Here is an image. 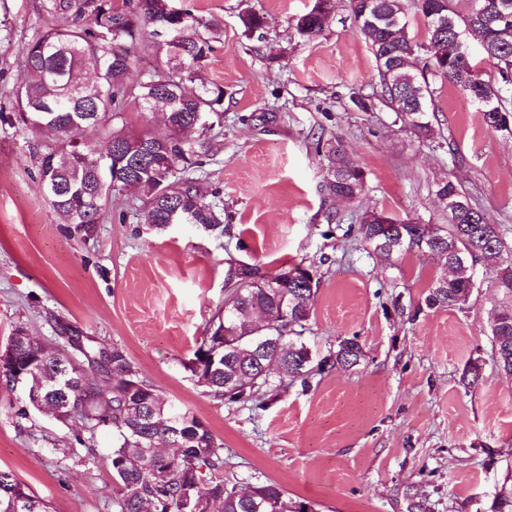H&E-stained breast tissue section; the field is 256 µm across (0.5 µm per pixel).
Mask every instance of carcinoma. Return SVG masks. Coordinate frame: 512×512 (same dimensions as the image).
Segmentation results:
<instances>
[{
  "label": "carcinoma",
  "mask_w": 512,
  "mask_h": 512,
  "mask_svg": "<svg viewBox=\"0 0 512 512\" xmlns=\"http://www.w3.org/2000/svg\"><path fill=\"white\" fill-rule=\"evenodd\" d=\"M172 0H44L43 8L61 24L35 34L20 64L25 80L11 89L0 107V123L23 133L46 137L34 148L44 193L66 224L90 233L106 212L112 191L131 182L140 194L144 223L155 231L171 224H199L210 235H224V208L200 193L191 174L224 123V87L206 77L210 39L197 31V20L177 10ZM424 20L427 41L407 33L404 0H351L358 31L378 72L371 92L357 96L368 109L379 102L397 113L419 139L435 137L434 83L448 81L480 107L493 130L512 118V0H414ZM335 0H315L307 17L295 22L308 40L319 37L332 19ZM446 15L442 28L435 15ZM477 37L496 77L486 79L474 56L459 52ZM152 66L135 84L129 73L142 57ZM135 106L162 116L168 134L128 129L125 114ZM198 128L188 140L183 133ZM81 131V143L73 133ZM325 160L322 190L330 198L357 200L365 191L363 169L341 142L317 139ZM177 170L164 180L169 162ZM438 199L471 200L449 180L437 185ZM403 237L380 235L363 217L357 227L373 251L386 261L409 252H433L444 260L425 302L431 308L460 306L472 292L474 266L500 268L505 298L491 325L496 368L512 375V242L501 225L476 206L448 210L446 224H414L391 219ZM464 250L467 263L455 261ZM295 264L262 274L249 264L230 266L224 280V307L212 319L189 369L205 382L216 400L247 404L273 396L285 383L309 378L326 367L352 369L364 359L358 337L342 340L336 352L316 361L303 336L311 317L319 281L291 277ZM69 325H59L64 343L48 348L28 336L14 355L0 363V378L11 385L13 371L27 369L41 379L47 399L67 401L63 423L79 422L93 440L101 427L112 429L111 463L117 494L112 512H182L184 495L193 490L204 512H313L275 483L256 481L242 491L235 483L215 480L224 470V445L189 411L159 393L125 351L112 346V360L92 344L76 349ZM278 370V382L269 378ZM482 365L470 362L459 383L471 388L482 380ZM178 451H152L160 439ZM493 512H512V485L495 489Z\"/></svg>",
  "instance_id": "obj_1"
}]
</instances>
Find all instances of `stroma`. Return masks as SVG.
<instances>
[{
	"label": "stroma",
	"mask_w": 512,
	"mask_h": 512,
	"mask_svg": "<svg viewBox=\"0 0 512 512\" xmlns=\"http://www.w3.org/2000/svg\"><path fill=\"white\" fill-rule=\"evenodd\" d=\"M175 2L210 38L207 76L224 87V128L198 173L201 192L224 207L223 236L191 224L149 230L133 190L113 192L93 233L76 231L45 196L24 135L0 124V348L18 328L58 344L62 322L95 345H119L223 442L224 477L239 488L270 480L314 512H492L495 488L512 475V376L495 369L490 333L500 272L479 269L463 307L431 308L425 291L439 261L412 252L385 263L356 229L371 210L445 223L435 189L451 180L512 240V138L444 81L435 84L436 143L386 106L357 107L353 92L378 76L350 0H336L311 41L294 22L314 0ZM247 10L263 15L262 30L246 32ZM57 24L42 0H0V102L23 79L29 38ZM320 137L340 138L363 167L367 191L356 202L324 197ZM233 261L269 274L311 268L319 289L308 345L324 357L359 337L361 365L314 375L307 389L288 384L258 406L205 393L187 364ZM473 360L483 380L466 390L459 377ZM23 403L21 389L0 382V472L49 512H112L111 430L84 446L77 424L37 411L18 418Z\"/></svg>",
	"instance_id": "stroma-1"
}]
</instances>
